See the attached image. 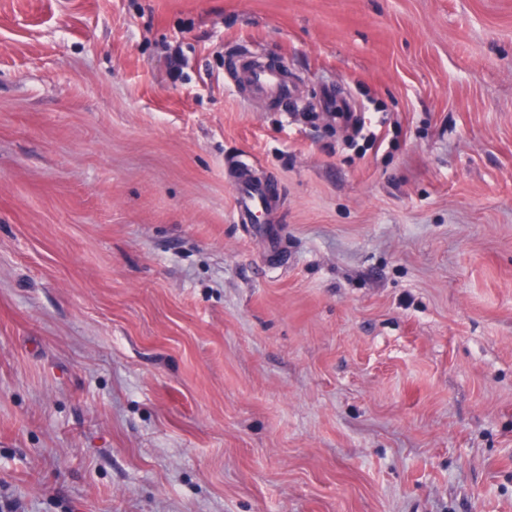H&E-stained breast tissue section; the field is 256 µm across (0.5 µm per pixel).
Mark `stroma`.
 Here are the masks:
<instances>
[{
    "label": "stroma",
    "mask_w": 512,
    "mask_h": 512,
    "mask_svg": "<svg viewBox=\"0 0 512 512\" xmlns=\"http://www.w3.org/2000/svg\"><path fill=\"white\" fill-rule=\"evenodd\" d=\"M11 503L512 512V0H0ZM253 81L255 89L261 93L274 96L288 93V88L283 85L279 73L272 69L258 71ZM236 201L239 213L249 215L268 209L271 204L270 191L267 194L263 187L251 185L245 181L237 189Z\"/></svg>",
    "instance_id": "35a3bbf8"
}]
</instances>
